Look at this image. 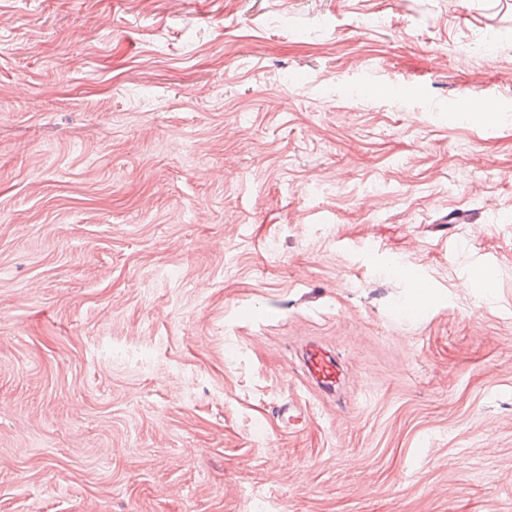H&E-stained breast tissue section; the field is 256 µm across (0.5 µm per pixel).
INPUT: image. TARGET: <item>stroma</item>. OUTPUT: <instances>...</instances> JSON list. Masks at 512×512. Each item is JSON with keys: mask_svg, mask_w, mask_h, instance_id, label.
Segmentation results:
<instances>
[{"mask_svg": "<svg viewBox=\"0 0 512 512\" xmlns=\"http://www.w3.org/2000/svg\"><path fill=\"white\" fill-rule=\"evenodd\" d=\"M0 512H512V0H0ZM304 372L320 392L332 394L343 382V370L335 352L318 340H308L301 346Z\"/></svg>", "mask_w": 512, "mask_h": 512, "instance_id": "obj_1", "label": "stroma"}]
</instances>
